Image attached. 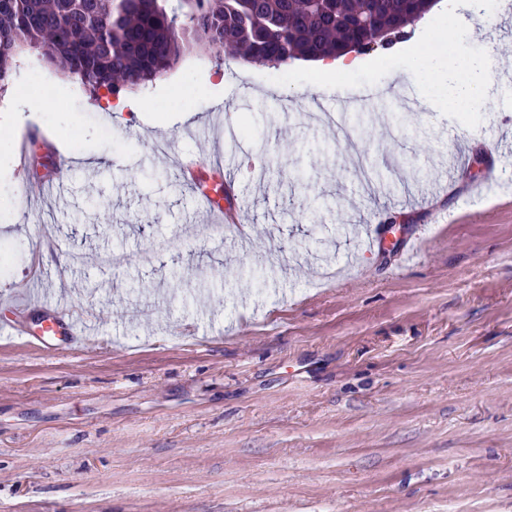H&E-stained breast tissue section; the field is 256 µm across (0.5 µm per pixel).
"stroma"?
<instances>
[{
  "label": "stroma",
  "instance_id": "stroma-1",
  "mask_svg": "<svg viewBox=\"0 0 512 512\" xmlns=\"http://www.w3.org/2000/svg\"><path fill=\"white\" fill-rule=\"evenodd\" d=\"M437 2L409 33L465 19L449 54L493 65L469 119L382 49L329 78L195 50L134 89L152 102L138 115L19 57L20 79L52 92L0 126V319L34 286L86 332L39 348L36 308L0 332V512H512V5ZM324 82L330 111L337 92L386 90L363 103L367 126L348 122L376 192L303 97ZM205 116L265 160L224 195L248 196L245 252L200 236L172 164L209 153L191 135ZM33 129L64 148L65 206L22 192ZM491 170L493 197L478 187ZM357 224L388 228L389 249L365 254ZM116 248L127 264L102 267Z\"/></svg>",
  "mask_w": 512,
  "mask_h": 512
}]
</instances>
